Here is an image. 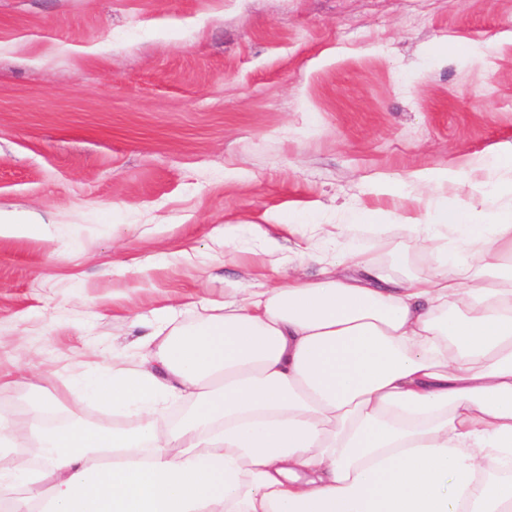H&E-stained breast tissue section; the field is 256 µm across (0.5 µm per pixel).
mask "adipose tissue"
Here are the masks:
<instances>
[{
  "mask_svg": "<svg viewBox=\"0 0 512 512\" xmlns=\"http://www.w3.org/2000/svg\"><path fill=\"white\" fill-rule=\"evenodd\" d=\"M465 165L458 185L418 179L439 196L426 220L250 225L273 257L261 287L225 281L192 325L154 308L135 363L72 378L136 429L49 423L59 400L32 386L28 431L0 415V512H512V152ZM282 231L306 247L280 261ZM359 231L384 260L340 248Z\"/></svg>",
  "mask_w": 512,
  "mask_h": 512,
  "instance_id": "1",
  "label": "adipose tissue"
}]
</instances>
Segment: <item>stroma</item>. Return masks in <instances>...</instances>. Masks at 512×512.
<instances>
[{
  "label": "stroma",
  "instance_id": "35a3bbf8",
  "mask_svg": "<svg viewBox=\"0 0 512 512\" xmlns=\"http://www.w3.org/2000/svg\"><path fill=\"white\" fill-rule=\"evenodd\" d=\"M510 148L512 0H0V214L41 227L0 236V371L26 346L65 395L134 315L260 286L225 225L398 224L417 177Z\"/></svg>",
  "mask_w": 512,
  "mask_h": 512
}]
</instances>
